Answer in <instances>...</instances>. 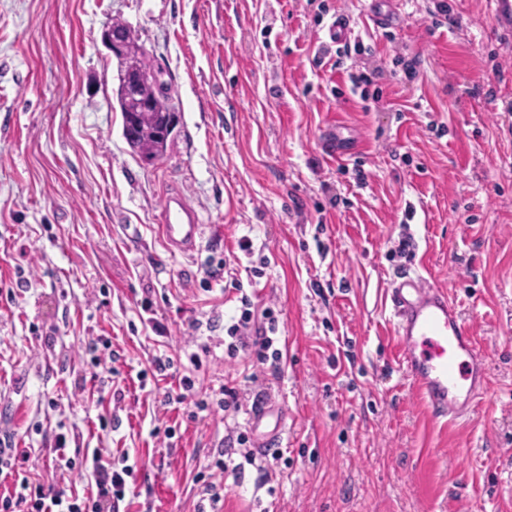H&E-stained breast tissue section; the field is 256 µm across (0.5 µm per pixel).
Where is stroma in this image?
<instances>
[{
  "instance_id": "1",
  "label": "stroma",
  "mask_w": 512,
  "mask_h": 512,
  "mask_svg": "<svg viewBox=\"0 0 512 512\" xmlns=\"http://www.w3.org/2000/svg\"><path fill=\"white\" fill-rule=\"evenodd\" d=\"M436 3L0 0V439L30 480L89 495L90 473L49 466L63 434L67 454L133 466L128 512H512V29L489 0H447L437 23ZM340 14L361 44L342 58ZM117 20L179 117L152 162L122 135L101 39ZM336 126L340 159L322 144ZM172 188L204 226L188 254L159 227ZM406 266L447 289L487 356V391L455 424L397 363L387 290ZM235 281L275 310L280 371L227 357ZM161 355L168 374L139 381ZM185 376L186 400L164 404ZM224 385L286 415L264 487L226 441L249 408L195 407ZM219 458L214 502L196 478ZM353 36L354 30L345 17H336V21L328 28V37L332 43H336L338 46L346 43L343 47L337 48L336 54L338 57L349 52L350 43L347 42H350Z\"/></svg>"
}]
</instances>
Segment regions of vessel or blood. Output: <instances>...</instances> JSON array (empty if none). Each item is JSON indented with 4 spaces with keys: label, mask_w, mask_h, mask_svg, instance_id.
<instances>
[{
    "label": "vessel or blood",
    "mask_w": 512,
    "mask_h": 512,
    "mask_svg": "<svg viewBox=\"0 0 512 512\" xmlns=\"http://www.w3.org/2000/svg\"><path fill=\"white\" fill-rule=\"evenodd\" d=\"M160 229L167 245L182 253L194 250L203 234L197 210L178 192L163 198ZM390 299L398 365L414 392L434 418L467 416L484 393L486 356L458 304L411 267L392 282ZM249 420L256 448L280 442L285 418L275 415L273 402L251 408Z\"/></svg>",
    "instance_id": "vessel-or-blood-1"
}]
</instances>
